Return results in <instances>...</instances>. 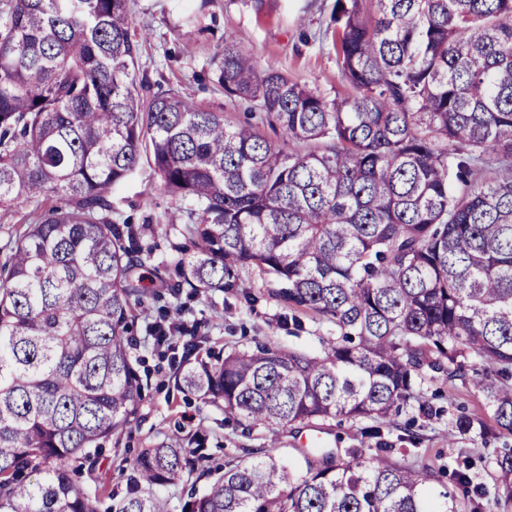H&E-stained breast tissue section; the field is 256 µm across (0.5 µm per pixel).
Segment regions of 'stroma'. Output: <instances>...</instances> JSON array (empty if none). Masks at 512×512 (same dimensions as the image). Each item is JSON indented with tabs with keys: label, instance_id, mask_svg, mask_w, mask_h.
Returning <instances> with one entry per match:
<instances>
[{
	"label": "stroma",
	"instance_id": "stroma-1",
	"mask_svg": "<svg viewBox=\"0 0 512 512\" xmlns=\"http://www.w3.org/2000/svg\"><path fill=\"white\" fill-rule=\"evenodd\" d=\"M133 31L139 43L138 69L152 82L177 87L185 96L223 113L225 118L246 122L248 115L225 96L218 85L225 38L250 48L262 65L288 74L299 83L316 87L325 97L348 93L339 80L333 37L328 27L336 0H128ZM112 216L131 219L140 226L145 244L153 249V262L161 278L146 276L144 297L134 325L136 345L132 354L141 374L150 384L136 419L119 443H107L99 460L104 473L105 504H113L127 490L126 481L138 453L145 448L173 444L185 448L201 446L211 466L223 465L230 457H263L274 449L280 462L293 473H305L309 464H321L325 455L334 461L346 459L349 449L371 459L385 458L413 469L430 472L433 491L445 490L451 460L473 456L478 480L494 487L498 440L471 443L449 442L446 432L456 414L488 417L482 397L471 384H443L425 379L426 398L438 406L439 414L410 418L401 415L395 426L384 430L388 449L377 448L363 430L369 420L315 419L276 429L249 423L225 414L222 406L177 387L174 362L181 345H157L149 327L156 321L153 292L174 283L178 273L173 263L177 248H192L184 234L179 205L167 196L147 158H140L133 175L112 193ZM34 205L0 208V266L7 262L23 225L37 221ZM258 296L254 307L231 293L183 289L178 300L187 328L206 336L212 352L227 354L252 350L258 345L303 352L319 350L328 337L327 323L300 313V326L288 324L289 310L270 293L258 272L245 275Z\"/></svg>",
	"mask_w": 512,
	"mask_h": 512
}]
</instances>
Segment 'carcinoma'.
I'll return each mask as SVG.
<instances>
[{
    "instance_id": "1",
    "label": "carcinoma",
    "mask_w": 512,
    "mask_h": 512,
    "mask_svg": "<svg viewBox=\"0 0 512 512\" xmlns=\"http://www.w3.org/2000/svg\"><path fill=\"white\" fill-rule=\"evenodd\" d=\"M127 0H0V206L40 220L0 279V512H101L103 444L138 413L148 379L132 327L152 259L112 192L146 154L186 205L177 297L241 289L256 269L290 311L330 324L315 354L259 345L205 356L194 335L177 387L270 427L430 414L424 369L471 381L512 436V0H336L330 28L350 95L264 67L224 40L218 81L296 147L137 73ZM494 491L474 462L451 480L512 501V448ZM203 448H144L112 512H169L155 486L204 466ZM87 471L90 482L74 473ZM427 473L353 452L292 477L273 451L231 460L181 512H465Z\"/></svg>"
}]
</instances>
